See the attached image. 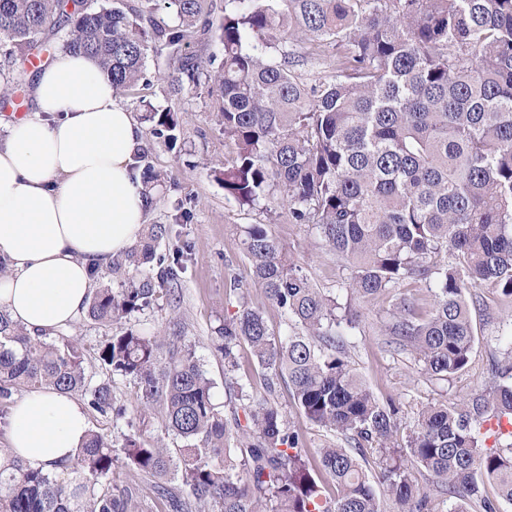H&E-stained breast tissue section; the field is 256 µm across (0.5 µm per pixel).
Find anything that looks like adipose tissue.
<instances>
[{"label":"adipose tissue","mask_w":512,"mask_h":512,"mask_svg":"<svg viewBox=\"0 0 512 512\" xmlns=\"http://www.w3.org/2000/svg\"><path fill=\"white\" fill-rule=\"evenodd\" d=\"M33 116L5 122L0 142V310L28 331L74 323L92 269L133 247L146 222L135 157L140 124L94 59L58 52L38 71ZM88 431L83 407L52 388L10 408L7 434L33 466L64 464Z\"/></svg>","instance_id":"1"}]
</instances>
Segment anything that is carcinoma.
<instances>
[{"instance_id":"1","label":"carcinoma","mask_w":512,"mask_h":512,"mask_svg":"<svg viewBox=\"0 0 512 512\" xmlns=\"http://www.w3.org/2000/svg\"><path fill=\"white\" fill-rule=\"evenodd\" d=\"M219 23L220 69L203 72L182 47L199 32L205 0H168L178 24L146 30L121 6L87 0H0V55L40 56L45 28L66 30L62 50L97 60L122 93L137 84L149 44L160 42L193 87L222 97L224 136L236 157L218 172L224 195L251 207L280 195L293 224H311L348 271L345 296L326 293L285 256L263 224L244 230L251 286L277 306L287 330L239 302L217 330L231 417L177 323L160 332L126 328L98 348L114 376L138 388L134 412L161 418L184 441L125 437L121 448L90 430L61 469L33 467L0 448V512H432L422 476L449 512H500L512 504V441L485 428L512 424V335L495 374L471 397L423 408L395 439L398 408L354 370L346 336L359 327L355 301L390 290L387 335L427 378L449 380L470 365L478 332L471 291L512 302V0H230ZM336 47L331 74L308 86L290 70L301 36ZM144 119L170 145L178 119ZM168 224H147L109 269L138 277L93 288L86 316L119 323L178 278L185 247L158 253ZM434 284L431 309L400 292ZM247 344L267 393L288 384L298 414L336 437L312 451L287 411L240 373ZM81 392L102 416L126 415L112 381L94 382L82 344L32 335L0 312V405L22 388ZM493 444H487L488 440ZM128 471L113 479L116 464ZM173 475L189 494L163 482ZM154 478L152 495L143 480ZM495 494H485V483Z\"/></svg>"}]
</instances>
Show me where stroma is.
<instances>
[{
	"label": "stroma",
	"instance_id": "35a3bbf8",
	"mask_svg": "<svg viewBox=\"0 0 512 512\" xmlns=\"http://www.w3.org/2000/svg\"><path fill=\"white\" fill-rule=\"evenodd\" d=\"M228 0H207L204 17L210 30L201 41L191 43L207 70H215L224 59L223 45L216 28L224 15ZM296 74L308 84L324 80L331 72L336 54L332 46L313 49L308 44L297 47ZM0 69L19 74L20 81L11 91V101L0 107V117L10 118L16 112L33 109L31 89L37 74L28 60H6ZM178 64L167 47L151 51L144 76L117 100L143 120L146 105L176 112L179 119L178 141L167 146L162 139L147 135L146 148L137 157V167L151 166L160 174L149 197L146 221L169 224L179 241L190 242L192 256L170 291L144 310L131 315L133 325L145 324L166 329L170 322H180L188 344H191L203 370L214 383V394L220 406H227L229 394L224 384V358L212 345V338L225 314L234 311L239 297H246L260 307L275 332L285 328L281 312L269 304L261 292L250 286L248 261L241 249L243 231L252 224L265 225L299 264L311 283L327 292H336L345 271L335 256L323 247L316 230L309 224L289 223L287 216L271 217L264 205L242 207L224 195L217 171L230 162L236 146L225 138L218 112L222 104L218 92L202 85L196 88L176 86ZM239 283V292H232V283ZM476 304L475 321L481 330L468 370L447 382L428 381L420 377L417 367L407 355L394 353L388 346L385 327L394 301L386 294L369 303L358 304L361 324L351 336V361L379 399L393 398L399 407L401 426H409L428 404L456 401L478 392L494 375L496 340L512 333V303L501 301L495 292L481 288L473 293ZM117 324L103 325L86 317L71 326L54 331V338L79 337L85 347V367L92 380L113 378L115 392L121 403L133 405L137 388L122 377H111L97 358L99 344L120 332ZM90 429L104 433L114 444H122L126 435L146 432L164 435L169 447H180L182 441L164 434L160 420L142 421L134 414L113 419L89 413Z\"/></svg>",
	"mask_w": 512,
	"mask_h": 512
}]
</instances>
